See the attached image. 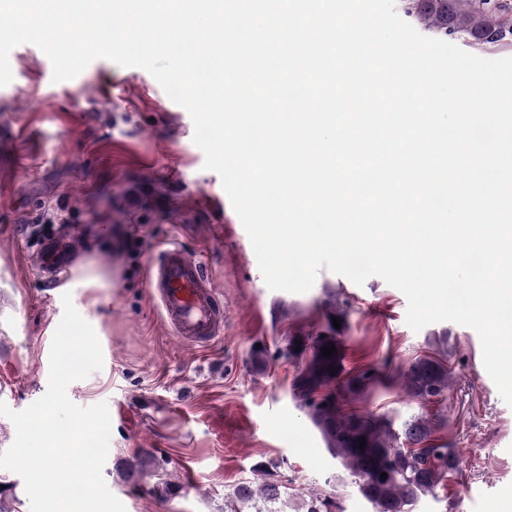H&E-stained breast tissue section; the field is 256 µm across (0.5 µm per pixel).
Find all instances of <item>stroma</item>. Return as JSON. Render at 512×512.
I'll use <instances>...</instances> for the list:
<instances>
[{
  "instance_id": "obj_1",
  "label": "stroma",
  "mask_w": 512,
  "mask_h": 512,
  "mask_svg": "<svg viewBox=\"0 0 512 512\" xmlns=\"http://www.w3.org/2000/svg\"><path fill=\"white\" fill-rule=\"evenodd\" d=\"M9 64L13 78L0 87V131L11 136L0 154L1 403L21 411L46 392L68 292L104 366L67 393L78 406L108 407L102 475L126 512H224L225 492L271 460L294 492L374 512L293 394L334 300L344 311L343 377L383 365L392 378L350 410L396 429L418 415L441 421L437 438L457 457L412 512H497L512 492V407L473 329L445 321L413 331L405 295L377 276L359 286L323 269L307 292L270 290L220 176L204 167L189 113L149 72L99 58L56 83L30 43ZM50 240L61 261L52 290L38 270ZM173 241L224 295L223 337L196 348L170 334L147 286L148 256ZM431 353L446 358L452 386L442 399H409L394 378Z\"/></svg>"
}]
</instances>
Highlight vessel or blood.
<instances>
[{
  "instance_id": "obj_1",
  "label": "vessel or blood",
  "mask_w": 512,
  "mask_h": 512,
  "mask_svg": "<svg viewBox=\"0 0 512 512\" xmlns=\"http://www.w3.org/2000/svg\"><path fill=\"white\" fill-rule=\"evenodd\" d=\"M147 284L163 318L185 345L219 339L224 331V301L208 271L172 243L147 260Z\"/></svg>"
}]
</instances>
